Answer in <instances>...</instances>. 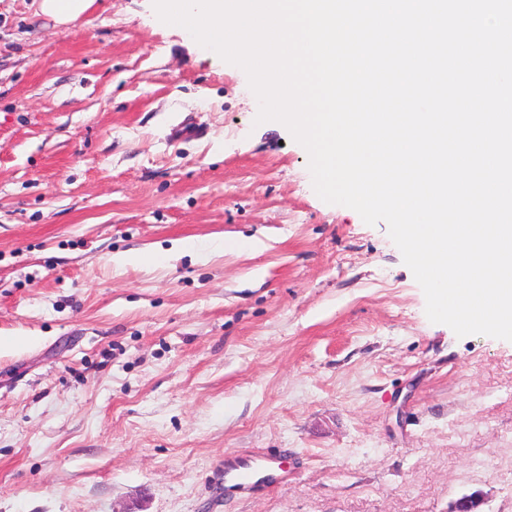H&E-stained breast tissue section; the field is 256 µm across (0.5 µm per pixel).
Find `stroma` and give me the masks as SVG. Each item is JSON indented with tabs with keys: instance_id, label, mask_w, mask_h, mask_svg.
Listing matches in <instances>:
<instances>
[{
	"instance_id": "1",
	"label": "stroma",
	"mask_w": 512,
	"mask_h": 512,
	"mask_svg": "<svg viewBox=\"0 0 512 512\" xmlns=\"http://www.w3.org/2000/svg\"><path fill=\"white\" fill-rule=\"evenodd\" d=\"M37 6L0 0V512H512V342L430 322L386 224L152 0ZM180 239L211 260L114 261ZM38 10L66 26L89 12L95 0H39ZM288 454L224 456V494L251 493L267 488L279 478H288L285 457Z\"/></svg>"
}]
</instances>
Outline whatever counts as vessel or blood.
Wrapping results in <instances>:
<instances>
[{
  "mask_svg": "<svg viewBox=\"0 0 512 512\" xmlns=\"http://www.w3.org/2000/svg\"><path fill=\"white\" fill-rule=\"evenodd\" d=\"M287 475L288 467L281 453L224 457L223 489L228 494L251 493Z\"/></svg>",
  "mask_w": 512,
  "mask_h": 512,
  "instance_id": "vessel-or-blood-1",
  "label": "vessel or blood"
}]
</instances>
